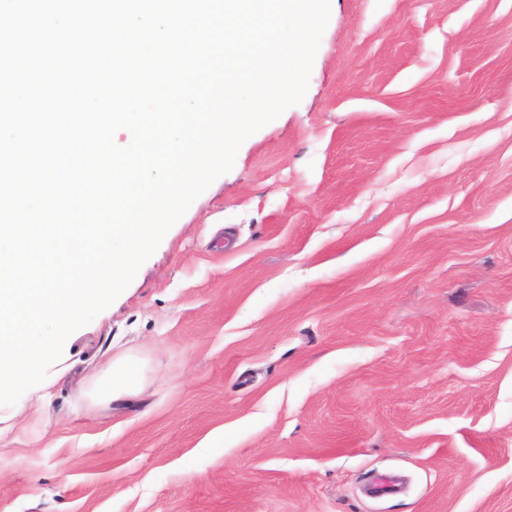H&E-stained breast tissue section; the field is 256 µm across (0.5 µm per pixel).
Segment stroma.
<instances>
[{"label":"stroma","instance_id":"35a3bbf8","mask_svg":"<svg viewBox=\"0 0 512 512\" xmlns=\"http://www.w3.org/2000/svg\"><path fill=\"white\" fill-rule=\"evenodd\" d=\"M0 512H512V0H330L303 100L0 406ZM139 383V372L131 363H113L107 382L101 388L104 396H113L114 393L124 392L136 388Z\"/></svg>","mask_w":512,"mask_h":512}]
</instances>
